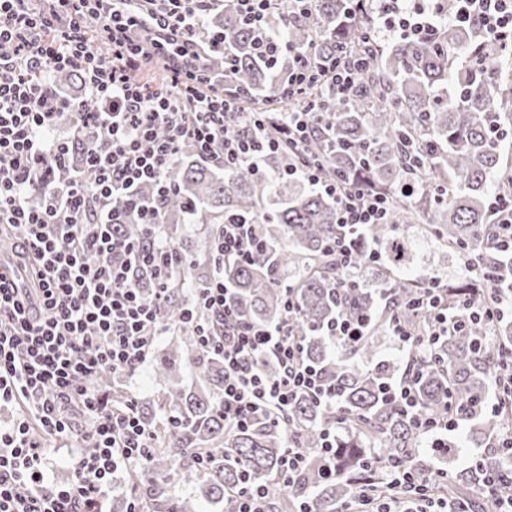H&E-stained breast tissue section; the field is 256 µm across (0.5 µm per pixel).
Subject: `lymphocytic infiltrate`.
Returning a JSON list of instances; mask_svg holds the SVG:
<instances>
[{
	"instance_id": "1",
	"label": "lymphocytic infiltrate",
	"mask_w": 512,
	"mask_h": 512,
	"mask_svg": "<svg viewBox=\"0 0 512 512\" xmlns=\"http://www.w3.org/2000/svg\"><path fill=\"white\" fill-rule=\"evenodd\" d=\"M217 0H0V238L8 239L27 271L18 282L0 276V405L16 404L21 416L0 429V512H103L102 502L118 467L143 464L154 434L131 414L100 397L94 381L102 373L134 374L148 359L165 326L160 309L176 250L161 239L162 215L170 192L164 181L182 147L194 145L214 166L241 165L262 172L265 156L291 150L289 174L303 175L337 203L346 225L387 223L385 196L356 188L346 177L321 178V167L301 146L317 118L287 113L281 138L266 134L264 113H249L248 131L225 132L237 99L224 93V76L211 60L221 49L220 33L203 21ZM243 22L259 30L266 63L288 54L283 85L295 97L318 76L330 75L345 88L362 65L349 58L332 66L313 64L309 52L288 49L267 27L275 0H231ZM452 20L479 30L487 40L512 39V0H452ZM444 12L443 0H387L382 18L388 32L420 35ZM164 72L161 83L145 81L149 68ZM77 71L80 97L62 93L53 75ZM71 116V139H85L72 162L71 139L51 135L61 114ZM79 166L69 180L57 169ZM137 218L159 239L155 249L113 237L109 225L122 214ZM259 250L258 227L247 220L220 227L218 259L252 260ZM149 267L158 284L145 295L130 277L132 265ZM478 309L461 303L449 312L439 281L424 278L416 308L432 318L428 336L414 335L399 315L391 334L413 356L392 384L391 401L409 413L413 426L432 438L454 430L456 421L417 411V384L435 364L432 347L476 323L488 328L512 314L495 281ZM228 289L216 278L200 289L188 318L199 325L201 349L224 358V421L242 426L258 415L284 419L298 394L336 406L335 391L303 362L287 325L241 319L227 303ZM277 372H266V358ZM58 438L74 441L73 479L49 481L45 454ZM430 472L394 467L390 485L407 488L405 498L382 500L376 512H472L429 494Z\"/></svg>"
}]
</instances>
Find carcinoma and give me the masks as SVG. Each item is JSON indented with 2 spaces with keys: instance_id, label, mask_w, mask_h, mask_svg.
Returning <instances> with one entry per match:
<instances>
[{
  "instance_id": "cac0c4a2",
  "label": "carcinoma",
  "mask_w": 512,
  "mask_h": 512,
  "mask_svg": "<svg viewBox=\"0 0 512 512\" xmlns=\"http://www.w3.org/2000/svg\"><path fill=\"white\" fill-rule=\"evenodd\" d=\"M373 0H314L309 16L286 23L281 12L270 26L290 46L315 48L318 62L363 56L364 66L341 94L322 79L301 99L273 85V71L259 58L253 31L230 4L215 7L204 19L208 30L224 33V53L234 62L224 78V94L245 99L247 109L270 113L269 133L281 136L283 112L310 104L322 113L315 134L302 147L322 165L329 179L347 176L366 192L390 202L393 224L415 222L461 260L496 280L499 291L512 293V256L487 242L494 217L487 208L491 189L512 188V165L504 158L502 134L512 130V65L503 50L443 19L422 37H378L372 26ZM288 152L271 154L265 175L246 165L214 169L202 164L190 147L166 172L172 194L164 209L165 236L177 248L163 322L175 328V339L154 355V378L163 392L154 406L136 404L140 421L155 431L148 461L129 470L116 507L127 510L137 500L149 512H197L204 500L221 512H236L234 491L251 483L277 487L267 512H290L307 500L313 512H336L338 505L370 480L384 489V472L395 464L421 469L423 436L410 417L383 397V388L401 375L404 365L376 355L374 337L390 331V319H401L417 334L429 319L404 305L422 281L401 272L410 260L412 240L392 233V224H372L356 231L336 223V204L324 193L298 187V176L285 172ZM243 214L259 224L261 250L251 263L224 264L229 301L242 318L278 325L286 318L284 278L292 279L296 314L292 318L306 362L319 371L325 386L338 392L336 410L325 409L306 394L288 409V425L264 417L250 424H224V362L202 351L194 327L183 323L191 308L192 289L207 285L214 271L215 238L224 219ZM204 231L184 236L185 220ZM112 233L151 246L147 230L134 223L112 226ZM353 241V270L378 272L379 286L340 287L333 254L336 241ZM382 252L381 264L370 257ZM448 308L465 300L486 302L481 281L464 278L444 284ZM371 318L366 336L352 345L334 346L328 325L339 316ZM512 340V325L490 332L473 326L465 334L442 337L433 347L439 367L429 369L417 386L418 409L429 417L458 413L470 424L473 445L512 426V398L502 413L481 410L486 384L499 359L478 349V339ZM191 372L186 382L183 371ZM95 386L115 405L129 399L125 379L105 373ZM357 419L336 435L337 474L326 477L320 453L321 431L333 425L335 411ZM296 440L307 466L293 481L279 483L285 448ZM204 463H198V455ZM512 463L503 448L475 464L446 467L432 477L439 496L475 498L486 475ZM195 482L197 493L183 496L177 487Z\"/></svg>"
}]
</instances>
